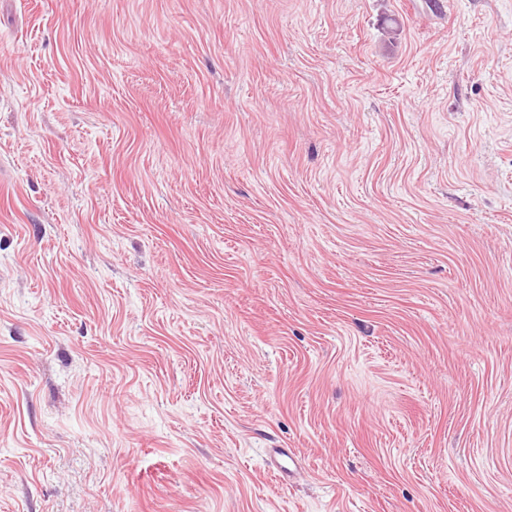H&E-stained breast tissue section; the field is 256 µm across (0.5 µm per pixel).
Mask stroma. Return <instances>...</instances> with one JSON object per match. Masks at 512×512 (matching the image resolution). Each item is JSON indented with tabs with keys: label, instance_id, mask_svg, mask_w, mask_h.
Instances as JSON below:
<instances>
[{
	"label": "stroma",
	"instance_id": "stroma-1",
	"mask_svg": "<svg viewBox=\"0 0 512 512\" xmlns=\"http://www.w3.org/2000/svg\"><path fill=\"white\" fill-rule=\"evenodd\" d=\"M0 512H512V0H0ZM268 463L269 467L277 473L278 477L285 481L294 471L295 458L288 448H270Z\"/></svg>",
	"mask_w": 512,
	"mask_h": 512
}]
</instances>
